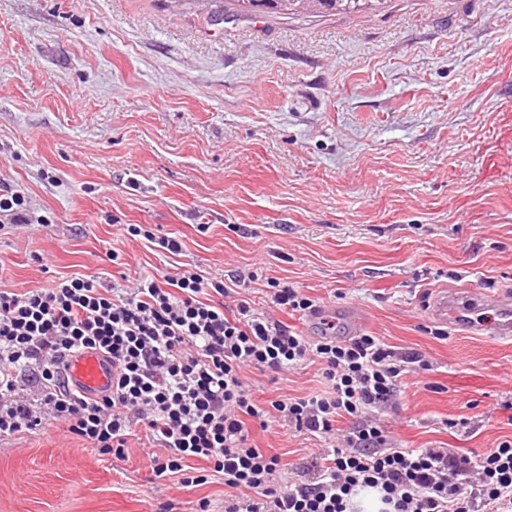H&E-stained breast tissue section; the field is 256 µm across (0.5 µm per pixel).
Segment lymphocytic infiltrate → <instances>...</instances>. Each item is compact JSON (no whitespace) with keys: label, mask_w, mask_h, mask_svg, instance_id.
I'll list each match as a JSON object with an SVG mask.
<instances>
[{"label":"lymphocytic infiltrate","mask_w":512,"mask_h":512,"mask_svg":"<svg viewBox=\"0 0 512 512\" xmlns=\"http://www.w3.org/2000/svg\"><path fill=\"white\" fill-rule=\"evenodd\" d=\"M0 218L20 227L48 221L6 182ZM267 297L256 310L237 289L189 270L129 288L70 276L24 293L0 289V441L54 421L99 454L122 455L139 427L156 451L155 478L182 488L219 478L224 512H352L369 490L381 512H512V440L475 461L398 446L378 413L406 371L401 356L369 334L308 339L280 316L313 311L312 300L276 279ZM83 349L111 362L109 394L70 390L65 360ZM307 361L319 365L326 390L267 408L242 378L246 369L280 374ZM271 411L326 442L310 479L283 481L279 457L253 444L249 423L267 427Z\"/></svg>","instance_id":"obj_1"}]
</instances>
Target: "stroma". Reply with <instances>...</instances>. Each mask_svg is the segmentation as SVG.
<instances>
[{
  "mask_svg": "<svg viewBox=\"0 0 512 512\" xmlns=\"http://www.w3.org/2000/svg\"><path fill=\"white\" fill-rule=\"evenodd\" d=\"M0 180L45 224L0 223V289L123 288L186 270L293 283L424 361L381 420L403 448L512 438V342L436 321V292L512 287V0H382L354 15H244L237 0H0ZM123 224L178 238L171 254ZM118 260H111L110 251ZM441 338H434V331ZM261 406L317 365L245 372ZM284 472L319 436L252 427ZM52 424L0 442V512L224 508L217 478L153 479Z\"/></svg>",
  "mask_w": 512,
  "mask_h": 512,
  "instance_id": "obj_1",
  "label": "stroma"
}]
</instances>
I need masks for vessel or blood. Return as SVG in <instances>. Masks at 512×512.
Masks as SVG:
<instances>
[{"mask_svg": "<svg viewBox=\"0 0 512 512\" xmlns=\"http://www.w3.org/2000/svg\"><path fill=\"white\" fill-rule=\"evenodd\" d=\"M493 320H486V313ZM431 315L440 322L451 323L470 331L495 338L512 340V292L491 295L437 293L430 304ZM69 384L82 394L97 397L112 386V365L99 352L86 349L74 354L66 363Z\"/></svg>", "mask_w": 512, "mask_h": 512, "instance_id": "1", "label": "vessel or blood"}]
</instances>
